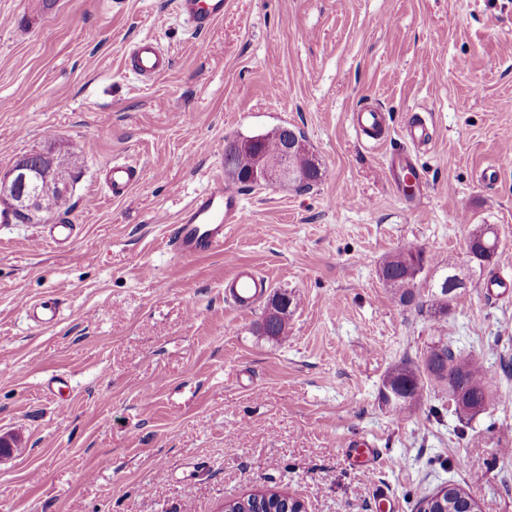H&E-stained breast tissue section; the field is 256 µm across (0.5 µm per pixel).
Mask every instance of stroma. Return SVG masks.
<instances>
[{"label": "stroma", "mask_w": 512, "mask_h": 512, "mask_svg": "<svg viewBox=\"0 0 512 512\" xmlns=\"http://www.w3.org/2000/svg\"><path fill=\"white\" fill-rule=\"evenodd\" d=\"M146 38L172 59L148 83L126 66ZM363 105L385 112L384 142L357 136ZM417 114L432 142L415 150ZM280 126L327 176L237 185L248 231L178 258L171 223L226 181L227 138ZM407 150L413 207L388 178ZM36 152L71 154L73 207L0 224V436L16 440L0 512H221L271 487L306 512H416L467 481L479 512H512V292L486 286L512 282V0H231L203 32L172 0H0V173ZM115 162L139 172L121 198ZM59 222L72 242L42 244ZM479 224L498 237L484 268L465 259ZM409 246L430 276L462 262L444 319L377 276ZM237 262L291 295L287 337L257 329L268 296L225 297ZM24 298L57 300L58 323ZM441 340L495 371L489 409L460 418L433 386L404 417L382 407L386 373ZM357 439L380 452L372 473L343 446Z\"/></svg>", "instance_id": "obj_1"}]
</instances>
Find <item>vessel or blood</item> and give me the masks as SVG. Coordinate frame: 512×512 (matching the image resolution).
I'll return each mask as SVG.
<instances>
[{
  "label": "vessel or blood",
  "mask_w": 512,
  "mask_h": 512,
  "mask_svg": "<svg viewBox=\"0 0 512 512\" xmlns=\"http://www.w3.org/2000/svg\"><path fill=\"white\" fill-rule=\"evenodd\" d=\"M230 0H174L177 13L189 20L196 30L208 29L223 18ZM170 56L152 39L136 43L129 52V67L142 79L151 81L170 67ZM355 129L373 139L385 133L384 118L379 111L365 109L353 113ZM138 180L136 168L113 164L106 171L105 183L113 197L125 196ZM241 206L236 192L218 184L195 196L178 215L171 234L174 252L184 259L209 254L222 249L224 229L241 223ZM267 287L266 279L249 266L235 265L224 280V291L241 308L252 307ZM25 307L43 325L55 324L60 315L57 303L44 300L26 302Z\"/></svg>",
  "instance_id": "1"
}]
</instances>
